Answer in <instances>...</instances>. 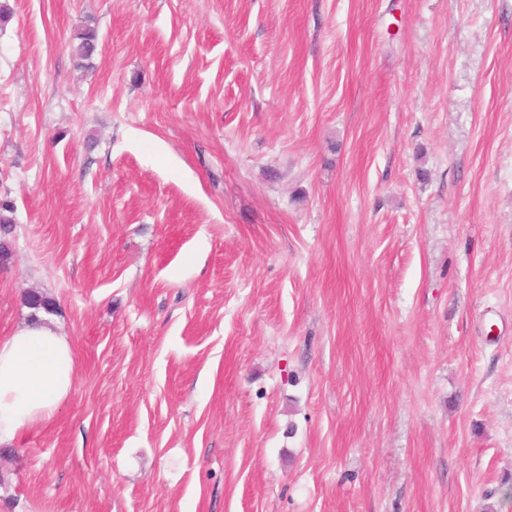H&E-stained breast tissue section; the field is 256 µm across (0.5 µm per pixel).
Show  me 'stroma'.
<instances>
[{"label":"stroma","mask_w":512,"mask_h":512,"mask_svg":"<svg viewBox=\"0 0 512 512\" xmlns=\"http://www.w3.org/2000/svg\"><path fill=\"white\" fill-rule=\"evenodd\" d=\"M0 5V512H512V0ZM76 39L79 40L77 52L80 58L89 59L96 51L97 31L96 27L92 25L89 20L76 34ZM43 309L11 336L0 341V443L16 440L24 431L50 420L67 400L75 381L76 364L72 349L57 332L51 317L56 311L52 298L33 305Z\"/></svg>","instance_id":"stroma-1"}]
</instances>
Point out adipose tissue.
<instances>
[{"label":"adipose tissue","mask_w":512,"mask_h":512,"mask_svg":"<svg viewBox=\"0 0 512 512\" xmlns=\"http://www.w3.org/2000/svg\"><path fill=\"white\" fill-rule=\"evenodd\" d=\"M72 349L47 314L0 341V443L50 420L75 381Z\"/></svg>","instance_id":"ef3b65f1"}]
</instances>
